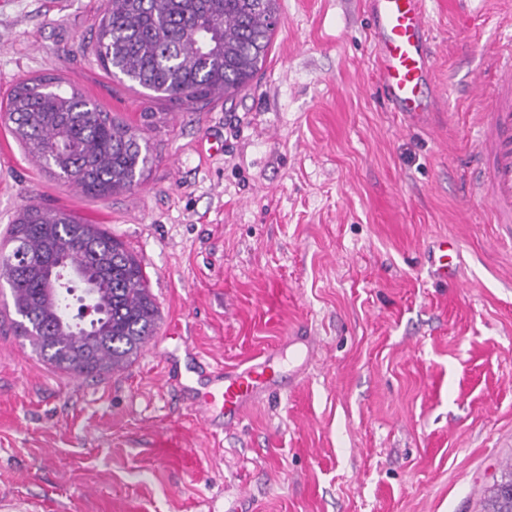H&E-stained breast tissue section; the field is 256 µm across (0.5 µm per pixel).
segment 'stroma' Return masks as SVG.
I'll use <instances>...</instances> for the list:
<instances>
[{"label": "stroma", "instance_id": "stroma-1", "mask_svg": "<svg viewBox=\"0 0 512 512\" xmlns=\"http://www.w3.org/2000/svg\"><path fill=\"white\" fill-rule=\"evenodd\" d=\"M266 61L234 100L175 105L112 77L105 0H0V241L37 204L98 224L140 261L161 321L126 369L74 376L0 327V502L54 512H481L512 466V236L460 183L484 56L512 0H428L441 116L411 127L374 88L365 0H278ZM74 81L153 155L93 198L29 157L5 97ZM448 237L458 280L427 244ZM320 337L279 396L210 436L167 358L227 367ZM197 475L156 461L162 432ZM440 251L442 254L435 260L432 255L431 266L433 274L441 281H448V277H454L457 267H454L453 258L448 254V240L441 242Z\"/></svg>", "mask_w": 512, "mask_h": 512}]
</instances>
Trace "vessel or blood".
<instances>
[{"instance_id": "1", "label": "vessel or blood", "mask_w": 512, "mask_h": 512, "mask_svg": "<svg viewBox=\"0 0 512 512\" xmlns=\"http://www.w3.org/2000/svg\"><path fill=\"white\" fill-rule=\"evenodd\" d=\"M366 6L383 101L409 124H432L436 51L427 0H366ZM488 55L494 77L466 165L473 194L489 202L492 223L512 230V31L502 33ZM283 354L278 346L236 367L205 373V388L191 405L195 419L212 433L235 428L246 406L276 392L272 364Z\"/></svg>"}]
</instances>
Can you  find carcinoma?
<instances>
[{
  "label": "carcinoma",
  "mask_w": 512,
  "mask_h": 512,
  "mask_svg": "<svg viewBox=\"0 0 512 512\" xmlns=\"http://www.w3.org/2000/svg\"><path fill=\"white\" fill-rule=\"evenodd\" d=\"M277 0H107L94 53L112 76L177 104L237 96L266 60ZM6 112L25 151L84 194L105 197L138 186L150 147L128 123L102 111L73 83L39 76L17 83ZM0 253L18 335L51 366L104 377L128 366L155 335L159 313L141 264L101 229L66 212L30 204ZM75 279L58 282L55 268ZM94 285L95 318L68 313L74 282ZM483 512H512V467L501 473Z\"/></svg>",
  "instance_id": "1"
}]
</instances>
